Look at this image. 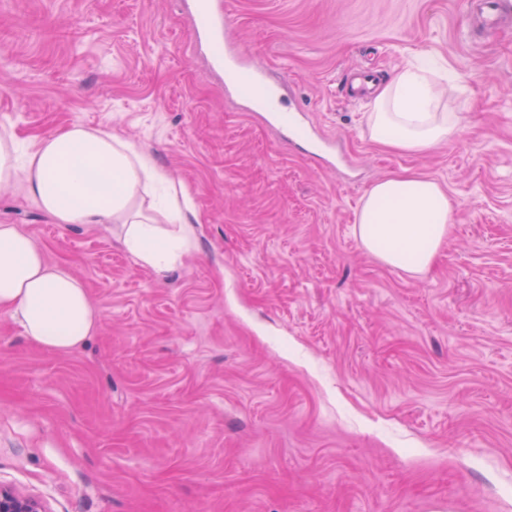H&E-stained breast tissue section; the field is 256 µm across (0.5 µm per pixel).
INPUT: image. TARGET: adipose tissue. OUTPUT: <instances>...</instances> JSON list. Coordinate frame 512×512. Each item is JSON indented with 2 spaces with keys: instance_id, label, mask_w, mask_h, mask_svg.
I'll list each match as a JSON object with an SVG mask.
<instances>
[{
  "instance_id": "obj_1",
  "label": "adipose tissue",
  "mask_w": 512,
  "mask_h": 512,
  "mask_svg": "<svg viewBox=\"0 0 512 512\" xmlns=\"http://www.w3.org/2000/svg\"><path fill=\"white\" fill-rule=\"evenodd\" d=\"M458 78L423 68L395 71L377 90L368 117L374 142L420 154L446 142L458 116L441 111ZM16 144L0 136V185L23 181L28 195L56 223L123 228L122 241L141 264L162 272L192 243L188 195L152 157L101 128L74 125L40 139L14 164ZM456 222L446 187L405 170L364 194L356 219L361 246L387 266L426 271ZM0 313L38 347L67 353L93 336L101 312L82 279L47 262L33 239L0 224Z\"/></svg>"
}]
</instances>
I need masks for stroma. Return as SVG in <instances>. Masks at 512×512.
<instances>
[{
  "instance_id": "obj_1",
  "label": "stroma",
  "mask_w": 512,
  "mask_h": 512,
  "mask_svg": "<svg viewBox=\"0 0 512 512\" xmlns=\"http://www.w3.org/2000/svg\"><path fill=\"white\" fill-rule=\"evenodd\" d=\"M227 7L243 64L330 160L228 94L188 0H0V135L110 131L199 218L158 273L0 188V224L102 313L67 354L0 314V483L49 512H512V28L483 37L465 0ZM423 51L459 76L460 130L392 152L351 87ZM404 169L458 204L421 274L355 235L365 191Z\"/></svg>"
}]
</instances>
